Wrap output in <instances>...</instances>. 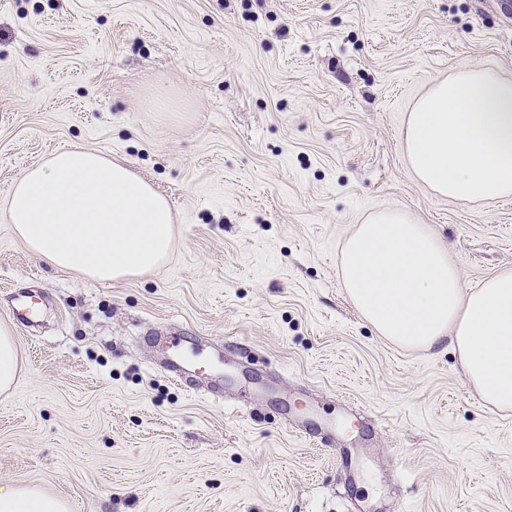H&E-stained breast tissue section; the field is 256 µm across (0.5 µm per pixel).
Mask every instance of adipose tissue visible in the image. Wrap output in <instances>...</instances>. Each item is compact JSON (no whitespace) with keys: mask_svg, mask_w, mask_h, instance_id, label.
<instances>
[{"mask_svg":"<svg viewBox=\"0 0 512 512\" xmlns=\"http://www.w3.org/2000/svg\"><path fill=\"white\" fill-rule=\"evenodd\" d=\"M404 152L438 196H512V78L476 66L434 82L408 114ZM15 234L49 266L112 283L153 271L174 241L167 199L126 163L64 149L27 168L4 204ZM351 301L381 336L406 348L449 341L470 386L512 410V270L468 287L427 225L389 208L356 226L341 250ZM0 512H68L27 485L0 486Z\"/></svg>","mask_w":512,"mask_h":512,"instance_id":"1","label":"adipose tissue"}]
</instances>
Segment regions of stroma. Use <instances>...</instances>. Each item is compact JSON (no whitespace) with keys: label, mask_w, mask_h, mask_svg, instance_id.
Listing matches in <instances>:
<instances>
[{"label":"stroma","mask_w":512,"mask_h":512,"mask_svg":"<svg viewBox=\"0 0 512 512\" xmlns=\"http://www.w3.org/2000/svg\"><path fill=\"white\" fill-rule=\"evenodd\" d=\"M512 77L494 0H0V204L80 147L170 202L158 270L89 283L47 265L0 208V322L22 363L0 395V486L73 512H512V412L449 343L407 349L341 285L369 214L429 226L468 286L512 269V198L434 195L401 131L437 80ZM179 328L222 399L173 384Z\"/></svg>","instance_id":"stroma-1"}]
</instances>
